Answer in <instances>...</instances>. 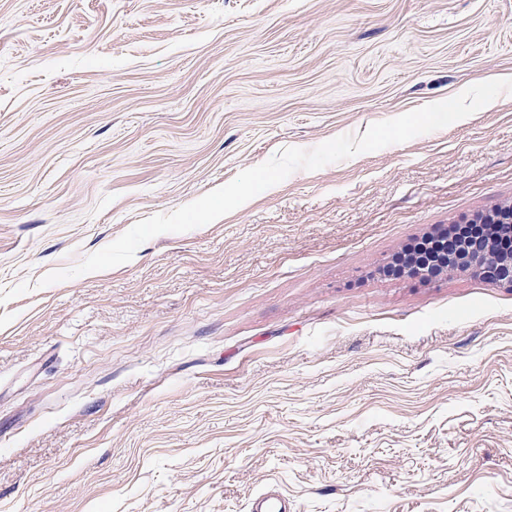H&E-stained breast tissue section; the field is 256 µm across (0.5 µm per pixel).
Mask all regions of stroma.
Returning a JSON list of instances; mask_svg holds the SVG:
<instances>
[{
  "label": "stroma",
  "instance_id": "obj_1",
  "mask_svg": "<svg viewBox=\"0 0 512 512\" xmlns=\"http://www.w3.org/2000/svg\"><path fill=\"white\" fill-rule=\"evenodd\" d=\"M509 77L512 0H0V512H512V288L376 274L512 202V93L39 284Z\"/></svg>",
  "mask_w": 512,
  "mask_h": 512
}]
</instances>
